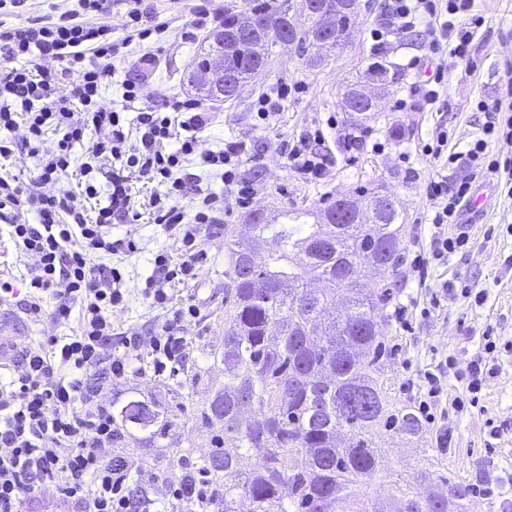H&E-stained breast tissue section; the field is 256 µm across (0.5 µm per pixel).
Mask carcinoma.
Masks as SVG:
<instances>
[{"mask_svg":"<svg viewBox=\"0 0 512 512\" xmlns=\"http://www.w3.org/2000/svg\"><path fill=\"white\" fill-rule=\"evenodd\" d=\"M260 15L284 14L292 0H246ZM235 5L224 6V42H212L198 66L220 58L244 84L261 64L250 45L231 41ZM310 210H284L249 226L264 287L239 267L227 242L224 389L202 413L223 424L216 448L197 468L209 474L214 512H465L468 488L435 469L433 457L407 479L384 470L382 432L404 440L424 433L417 410L398 404L384 371L386 346L375 311L391 295L357 287L395 266L404 224H310ZM112 446L127 447L128 425L166 434L169 421L141 400L112 401ZM255 465H248L252 456ZM391 494L361 493L379 476Z\"/></svg>","mask_w":512,"mask_h":512,"instance_id":"carcinoma-1","label":"carcinoma"}]
</instances>
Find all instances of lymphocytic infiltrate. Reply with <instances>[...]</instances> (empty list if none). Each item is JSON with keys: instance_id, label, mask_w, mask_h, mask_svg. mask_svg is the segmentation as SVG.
Instances as JSON below:
<instances>
[{"instance_id": "1", "label": "lymphocytic infiltrate", "mask_w": 512, "mask_h": 512, "mask_svg": "<svg viewBox=\"0 0 512 512\" xmlns=\"http://www.w3.org/2000/svg\"><path fill=\"white\" fill-rule=\"evenodd\" d=\"M76 2V9L59 21L0 28V131L24 124L39 178L46 183L68 171L74 144L88 142L83 194L86 200H106L91 220L71 193L34 195L23 181H0V210L11 211V236L34 260L28 271V313L40 316L49 296L54 320L80 315L74 335L55 336L47 348L25 350L16 375L0 385V512H22L25 497L46 487L55 488L81 512H131L126 482L141 466L119 454L103 455V448L112 444V413L95 403L96 390L89 382L112 336V310L123 301L120 270H102L97 259L135 247L130 240L110 239L105 228L113 216H134L132 181L161 186L152 202L154 221L178 231L184 244L180 263L170 264L163 254L154 258L164 281L147 280L144 292L162 308L169 301L167 284L192 277L206 258L196 245L198 226L219 223L224 212L222 195L212 192L195 198L191 206L182 203L185 182L178 173L207 124L205 108L197 100L183 99L173 101L169 111L143 107L135 118H128V108L142 95L141 83L134 81L123 84L121 105L108 103L102 88L119 47L111 25L96 20L105 11V0ZM473 8L474 0H387L383 21L371 37L381 47L425 24L430 49L447 50L449 63L464 65L473 32L458 25L457 18ZM19 58L32 59V66L15 67ZM43 59L60 62L73 75L71 97L56 96L53 77L39 65ZM477 108L485 121L466 152L444 154L448 137L443 133L429 149L434 157H447L449 164L463 163L470 170L469 177L455 185L440 178L427 186L434 209L429 253L434 262L447 261L469 243L466 231L451 235L446 227L456 223L474 179L500 175L512 182V160L502 162L487 152L494 140L512 144V94L490 104L478 102ZM50 129L58 139L47 151L44 135ZM131 136L136 139L132 145L127 142ZM248 152L245 141L235 140L201 157L203 167L221 171L225 185L236 186L244 207L253 189L239 180L238 170ZM195 314L194 306L187 304L160 325L150 343L155 372L181 359L186 340L178 328ZM503 350L511 351L512 344L485 337L467 364L464 380L471 403H478L495 372L493 361Z\"/></svg>"}]
</instances>
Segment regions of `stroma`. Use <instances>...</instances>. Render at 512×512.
Here are the masks:
<instances>
[{
	"label": "stroma",
	"instance_id": "stroma-1",
	"mask_svg": "<svg viewBox=\"0 0 512 512\" xmlns=\"http://www.w3.org/2000/svg\"><path fill=\"white\" fill-rule=\"evenodd\" d=\"M202 4L213 20L195 31V38H188ZM144 6L152 33L142 41L125 40L124 0H109L107 12L99 17L100 22L111 24L112 39L121 45L102 93L108 102L120 103L123 82L140 79L144 82L142 103L146 106L162 108L176 99H202L210 121L198 135L197 155L185 162L180 175L188 191L201 188L224 196L223 224H204L198 230L197 246L206 252V261L193 279L172 284L169 291V308L188 302L195 306L197 315L179 328L187 341L181 362L176 369L160 374L153 370L149 342L167 319L168 308L154 306L143 288L147 277L162 276L154 268L155 255L163 253L172 262H179L183 244L180 236L154 222L152 199L158 185L134 183L132 202L137 221L128 224L117 220L106 228L111 238L130 235L137 244L135 252L102 259L103 265L121 268L124 273V302L112 311V351L122 355V340L127 336L139 337L142 346L134 362L135 374L121 382L105 381L98 400L108 406L113 399L134 392L167 408L170 425L165 437L138 445L132 454L144 465L134 479L135 485L160 508L167 505L183 462L198 461L210 452L201 414L214 393L224 386L220 362L227 267L224 242L231 232L240 230L248 211L239 206L234 188L225 186L220 173L201 168L198 156L223 148L225 141L248 143L250 157L239 168L241 177L254 189L252 206L266 207L272 213L316 209L341 192L366 196L383 187L395 195L404 230L392 295L417 310L408 331L394 322L389 308L379 311L386 338L387 374L397 400L405 398L403 384L409 374H423L434 359L452 356L457 370L462 371L483 336L491 334L512 341V196L507 195L502 183L485 177L489 202L479 220L468 227L466 251L451 255L445 264H429L422 274L408 265L414 251L428 248L433 231L427 184L439 176L454 183L468 173L462 164L443 166L426 153V144L444 130L449 150H466L484 122L477 101H495L512 81V0H475L472 15L463 18L467 24L473 23V16L481 18L475 23L470 63L466 66L452 67L447 55H431L424 27L400 34L383 57L393 81L380 89L378 111L364 118L345 112L342 90L374 61L370 31L384 15L385 0H360V11L353 21L356 37L343 49L319 58L298 53L292 46L276 47L266 71L251 80L237 99L228 102L201 98L190 81L201 53L208 47L207 36L216 28L214 19L224 11V0H145ZM72 7V0H28L21 13L0 15V24L22 27L53 21ZM145 54L154 58L146 71L139 63ZM437 65L447 69V90L439 103L429 105L411 89ZM294 84L302 85V93L284 101L267 124L258 125L254 111L257 99ZM343 125L370 130L372 136L362 149H349L339 132ZM314 128L323 132L314 146L327 156L328 169L323 179L308 181L290 168L285 148ZM10 137L13 153L0 157V180L19 177L30 192L46 191V184L37 179L36 161L24 146V129H14ZM9 230L7 219L0 217V281L10 282L14 289L8 304L26 323L30 345L71 334L78 326L77 319L58 323L47 314H27L22 300L28 292L29 260L15 245ZM446 281L483 292L484 304L476 305L473 299L458 294L433 300L431 286ZM504 421L512 423V362L502 364L497 376L488 379L478 405L428 423L427 437L422 442L406 445L386 440L384 464L407 470L418 465L424 454L436 455L450 474L470 486L467 512H507L500 493L481 494L476 490L477 485L488 483L502 471L512 470V432L503 434L495 447L487 445L491 424Z\"/></svg>",
	"mask_w": 512,
	"mask_h": 512
}]
</instances>
